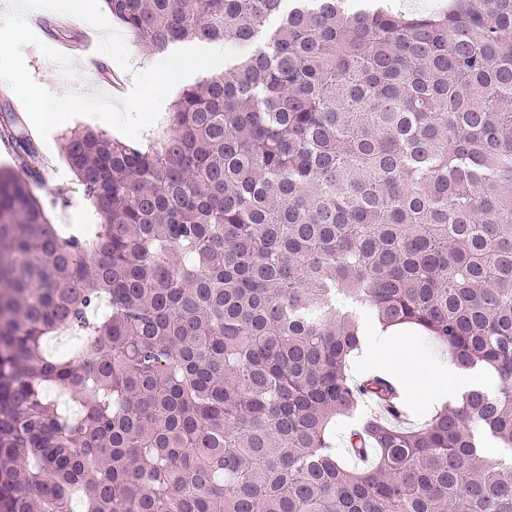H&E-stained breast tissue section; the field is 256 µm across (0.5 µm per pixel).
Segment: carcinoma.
Returning a JSON list of instances; mask_svg holds the SVG:
<instances>
[{
	"label": "carcinoma",
	"mask_w": 512,
	"mask_h": 512,
	"mask_svg": "<svg viewBox=\"0 0 512 512\" xmlns=\"http://www.w3.org/2000/svg\"><path fill=\"white\" fill-rule=\"evenodd\" d=\"M105 0L162 52L248 54L153 146L62 154L99 218L62 235L0 126V512H512V0ZM500 380L420 424L348 366L359 313ZM80 336L52 356L44 342ZM364 467L330 438L339 417ZM357 423V417L352 419L339 418L336 421V427L333 429L334 438L336 441V449L342 461L350 467L358 466L357 461L352 458L344 445V440L347 431Z\"/></svg>",
	"instance_id": "1"
}]
</instances>
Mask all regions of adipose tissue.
<instances>
[{"label":"adipose tissue","instance_id":"ef3b65f1","mask_svg":"<svg viewBox=\"0 0 512 512\" xmlns=\"http://www.w3.org/2000/svg\"><path fill=\"white\" fill-rule=\"evenodd\" d=\"M398 374L406 389L426 403H460L474 385L472 374L459 371L445 358L427 365L410 357L402 359Z\"/></svg>","mask_w":512,"mask_h":512}]
</instances>
